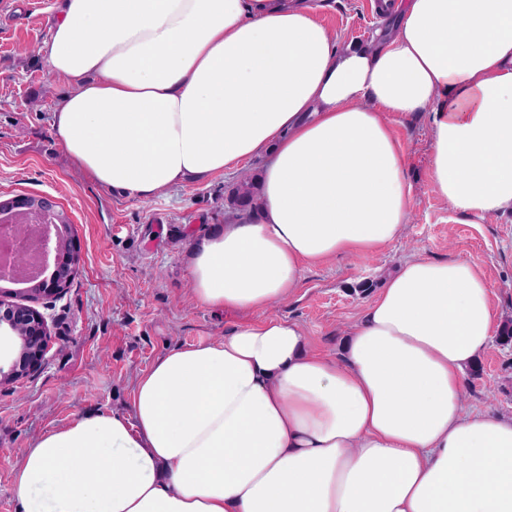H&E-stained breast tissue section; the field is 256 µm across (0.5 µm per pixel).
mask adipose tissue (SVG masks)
Here are the masks:
<instances>
[{
    "label": "adipose tissue",
    "instance_id": "adipose-tissue-1",
    "mask_svg": "<svg viewBox=\"0 0 512 512\" xmlns=\"http://www.w3.org/2000/svg\"><path fill=\"white\" fill-rule=\"evenodd\" d=\"M343 45L311 0H61L44 70L55 136L97 184L145 200L264 158L260 207L194 237L193 302L235 316L101 410L23 450V512H512V419L469 413L465 369L496 330L480 268L406 260L312 352L267 315L305 269L378 252L412 187L387 113L429 115L436 194L512 209V0H380Z\"/></svg>",
    "mask_w": 512,
    "mask_h": 512
}]
</instances>
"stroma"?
I'll list each match as a JSON object with an SVG mask.
<instances>
[{
	"label": "stroma",
	"mask_w": 512,
	"mask_h": 512,
	"mask_svg": "<svg viewBox=\"0 0 512 512\" xmlns=\"http://www.w3.org/2000/svg\"><path fill=\"white\" fill-rule=\"evenodd\" d=\"M315 16L341 43H367L387 17L369 0H312ZM61 0H0V200L48 196L63 210L82 257L58 299L38 301L52 348L33 376L0 388V512H22L12 473L24 448L76 415L129 412L137 378L178 345L223 336L232 320L188 296L190 236L233 220L228 193L241 175L261 176L263 159L209 179L189 178L147 201L95 184L65 155L51 125L68 91L43 70ZM406 153L412 214L394 242L369 256L305 271L274 315L299 323L314 350L341 354L347 330L385 280L415 252L468 257L492 286L499 322L512 320V211L485 219L453 211L433 191L426 113L392 116ZM464 408L512 417V342L492 339L465 371Z\"/></svg>",
	"instance_id": "obj_1"
}]
</instances>
